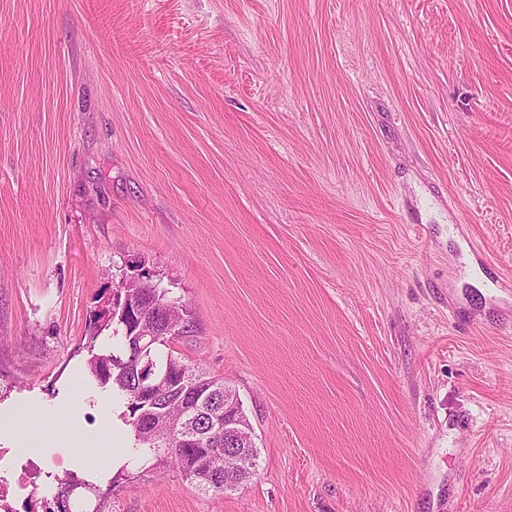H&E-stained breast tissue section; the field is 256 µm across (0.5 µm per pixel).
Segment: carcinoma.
Masks as SVG:
<instances>
[{
  "label": "carcinoma",
  "mask_w": 512,
  "mask_h": 512,
  "mask_svg": "<svg viewBox=\"0 0 512 512\" xmlns=\"http://www.w3.org/2000/svg\"><path fill=\"white\" fill-rule=\"evenodd\" d=\"M128 299L142 302L143 318L112 313L102 308L94 314L93 338L111 327L112 335L121 336L119 352L103 350L91 354L90 370L100 384L112 385L127 400L125 421L131 426L134 441L141 455L154 464L170 463L182 476L205 493H224V436L212 432L214 417L221 415V405L206 404L194 427L199 447L188 448L174 437L171 426L179 420L182 410L177 383L156 377L149 392H138L137 370L143 366L140 356L130 349V335L135 331H153L170 319L178 301L165 288H144L133 282L123 289ZM196 319L190 318L187 328L179 335L160 334L153 337L150 356L158 366L169 369L173 375L180 371L183 361L172 354L170 344L195 331ZM186 382L197 393L208 397H224L225 385L200 373L190 374Z\"/></svg>",
  "instance_id": "obj_1"
}]
</instances>
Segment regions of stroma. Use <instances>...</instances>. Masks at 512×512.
Masks as SVG:
<instances>
[{
	"label": "stroma",
	"mask_w": 512,
	"mask_h": 512,
	"mask_svg": "<svg viewBox=\"0 0 512 512\" xmlns=\"http://www.w3.org/2000/svg\"><path fill=\"white\" fill-rule=\"evenodd\" d=\"M131 255L243 403L236 491L88 370ZM6 410L0 480L35 446L102 512H512V0H0Z\"/></svg>",
	"instance_id": "stroma-1"
}]
</instances>
